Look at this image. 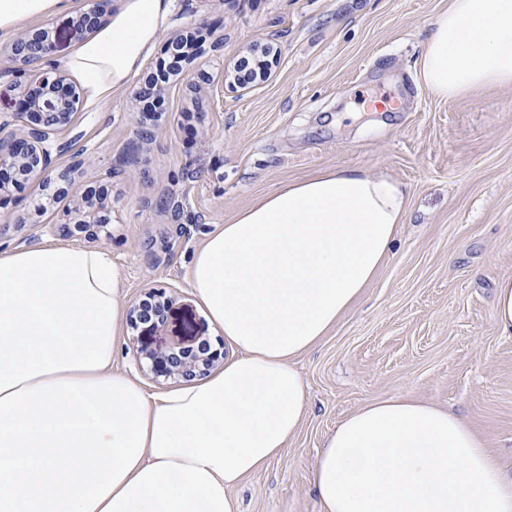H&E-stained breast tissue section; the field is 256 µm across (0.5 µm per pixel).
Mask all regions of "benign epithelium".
Instances as JSON below:
<instances>
[{"mask_svg": "<svg viewBox=\"0 0 512 512\" xmlns=\"http://www.w3.org/2000/svg\"><path fill=\"white\" fill-rule=\"evenodd\" d=\"M103 24L100 4L96 2L72 21L74 37L80 39ZM53 50L54 42L47 29L20 33L11 45L13 58L23 65L47 59ZM80 105L81 92L65 74L57 73L52 79L39 78L38 89L25 92L22 111L16 113L20 127L8 130L6 123L0 124V170H10L14 176L21 177L23 184L41 176L45 189L56 186L49 175L53 170V153L62 152L63 146L53 145L51 134L69 125ZM57 180L64 182L63 191L71 194L68 223L91 238L109 235L111 216L104 199L82 191L68 168L57 174ZM149 304L159 314V319L151 325L152 329L157 330L166 323L173 297L160 289L148 291L144 299L130 308L128 322L132 330L137 331L146 324L143 313ZM135 359L139 368L156 377L189 380L210 370L217 360V354L203 353L182 339H173L159 348L137 347Z\"/></svg>", "mask_w": 512, "mask_h": 512, "instance_id": "7a95c632", "label": "benign epithelium"}]
</instances>
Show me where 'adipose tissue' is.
<instances>
[{
    "label": "adipose tissue",
    "instance_id": "1",
    "mask_svg": "<svg viewBox=\"0 0 512 512\" xmlns=\"http://www.w3.org/2000/svg\"><path fill=\"white\" fill-rule=\"evenodd\" d=\"M69 0H0V40ZM175 0H121L64 60L89 107L129 89ZM416 62L450 101L512 87V0H449ZM399 183L327 169L203 239L184 279L232 349L161 397L112 369L126 303L106 252L0 250V512H239L308 405L294 365L381 269L406 220ZM320 512H512V477L459 416L411 397L344 418L311 471Z\"/></svg>",
    "mask_w": 512,
    "mask_h": 512
}]
</instances>
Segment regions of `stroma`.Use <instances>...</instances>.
<instances>
[{"label": "stroma", "instance_id": "stroma-1", "mask_svg": "<svg viewBox=\"0 0 512 512\" xmlns=\"http://www.w3.org/2000/svg\"><path fill=\"white\" fill-rule=\"evenodd\" d=\"M42 21L52 32L50 62L19 72L0 43V120L14 119L29 75L77 44L72 19ZM448 0H176L168 27L132 89L99 112L80 110L55 135L65 167L85 163L83 188H108L112 224L100 238L123 274L127 302L145 289L176 296L160 331L124 330L114 371L153 394L173 379L139 372L133 344L207 337L224 349L188 288L184 267L205 233L259 196L328 168L387 175L407 195V218L382 268L335 328L296 364L309 387L298 434L265 470L247 476L241 512H319L310 472L326 436L362 405L411 396L451 410L512 472V336L493 317L497 282L512 277V87L452 101L420 82L416 60L427 22ZM195 31L204 43L181 81L155 99L161 117L143 118L137 94L168 65L169 40ZM276 40L280 56L266 81L230 85L228 70ZM152 134L143 142L140 133ZM39 179L0 203V249L35 243L86 246L65 234L68 200L34 214Z\"/></svg>", "mask_w": 512, "mask_h": 512}]
</instances>
